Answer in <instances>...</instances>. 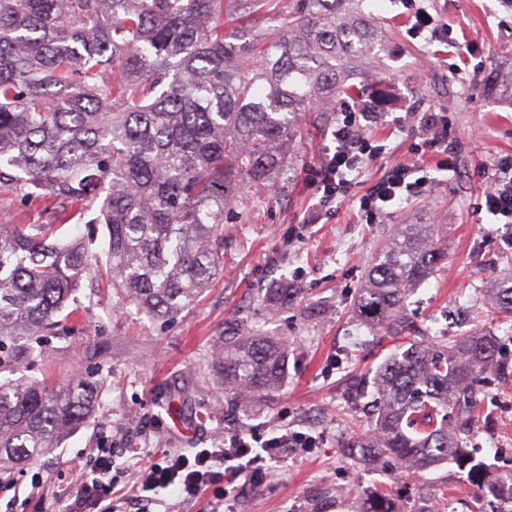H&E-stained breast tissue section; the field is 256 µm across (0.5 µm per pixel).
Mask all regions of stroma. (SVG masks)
<instances>
[{
    "label": "stroma",
    "instance_id": "1",
    "mask_svg": "<svg viewBox=\"0 0 512 512\" xmlns=\"http://www.w3.org/2000/svg\"><path fill=\"white\" fill-rule=\"evenodd\" d=\"M447 23L443 39L412 38L402 0H365L386 30L389 50L364 80L388 120L370 126L385 151L367 166L349 197L329 218L304 223L314 202L305 169L316 162L331 126L311 128L295 144L287 179L257 192L240 188L242 204L224 214V272L198 300L171 319L151 320L132 304H117L110 288L80 289V323L67 336L44 337V356L27 366V380L53 373L65 381L96 373L101 388L93 416L59 448L23 466L0 471V512H44L45 501L70 493L75 468L96 448L112 451L113 505L138 467L159 448H214L236 433L269 436L285 425L315 437L314 447L274 463L265 483L236 499L233 512H360L364 492L393 488L401 512H474L459 500L464 483L454 465L410 477L386 462L365 465L349 456L350 436L368 431L371 395L359 389L390 353L386 330L368 331L354 313L356 292L374 252L394 225L427 224L448 242V258L406 298L407 315L421 332L452 338L492 331L512 358V325L495 321L486 290L512 276V227L488 223L479 203V165L512 156V5L507 0H426ZM448 119L450 171L436 155L417 151V121L428 111ZM399 123H392V116ZM433 166L432 180L390 215L366 222L359 200L398 162ZM39 224L49 238L74 232L77 221L51 214L41 201L0 193V220ZM269 288H292L291 304L265 302ZM247 321L286 347L285 377L273 396L248 411L230 412L212 370L224 348V324ZM478 420L467 445L474 455L512 469V375L486 377ZM41 496H33L32 486Z\"/></svg>",
    "mask_w": 512,
    "mask_h": 512
}]
</instances>
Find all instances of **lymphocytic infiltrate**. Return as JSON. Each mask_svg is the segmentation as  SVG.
Returning <instances> with one entry per match:
<instances>
[{
  "label": "lymphocytic infiltrate",
  "instance_id": "1",
  "mask_svg": "<svg viewBox=\"0 0 512 512\" xmlns=\"http://www.w3.org/2000/svg\"><path fill=\"white\" fill-rule=\"evenodd\" d=\"M377 101L364 100L352 111L340 113L331 141L319 155L318 164L309 171V182L316 198L307 221L320 223L331 204L342 201L350 192L352 175L375 161L383 151L368 134V128L380 120ZM486 182L482 192L484 208L494 224H512V160H498L483 167ZM430 179V172L422 165L400 164L388 168L368 194L360 200V208L367 220H375L388 213L398 201L413 196ZM313 436L278 428L276 433L260 443H253L247 435L238 433L225 438L218 448H194L190 452L160 451L156 461L145 464L138 471L136 490L130 495L131 504L148 507L151 491L172 489L181 502L195 501L200 493L218 487V502L235 500L246 487L260 485L265 465L283 458L289 449L314 446ZM112 460L97 456L92 467L83 468L75 481L71 497L59 498L48 512H97L112 486L107 475Z\"/></svg>",
  "mask_w": 512,
  "mask_h": 512
}]
</instances>
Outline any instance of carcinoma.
Returning a JSON list of instances; mask_svg holds the SVG:
<instances>
[{"label": "carcinoma", "mask_w": 512, "mask_h": 512, "mask_svg": "<svg viewBox=\"0 0 512 512\" xmlns=\"http://www.w3.org/2000/svg\"><path fill=\"white\" fill-rule=\"evenodd\" d=\"M364 0H0V193L47 200L101 224L93 238L49 242L38 224H0V374L65 334L83 286L173 317L224 269V210L243 183L271 186L306 117L357 93L349 76L383 51ZM447 255L445 240L401 224L355 299L365 327L407 330L410 289ZM512 322V279L488 289ZM232 330L213 368L233 404L274 392L285 375L274 337ZM507 363L500 340L473 332L401 346L377 368L373 430L347 442L357 461L412 474L448 462L477 499L512 512V470L477 459L464 438L474 382ZM100 382L0 379V465L29 463L88 420ZM362 512H399L374 491Z\"/></svg>", "instance_id": "carcinoma-1"}]
</instances>
